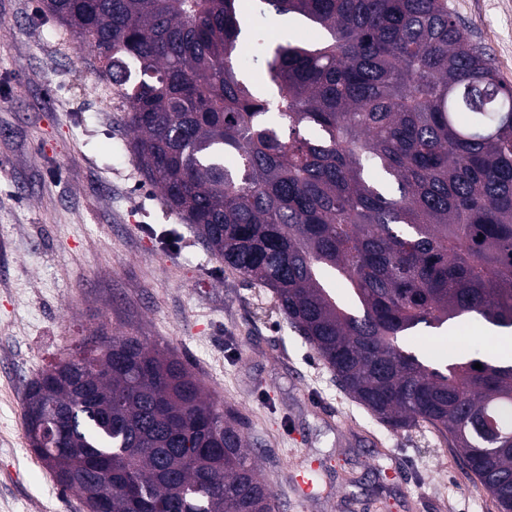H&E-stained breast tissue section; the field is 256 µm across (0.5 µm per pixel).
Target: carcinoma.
Masks as SVG:
<instances>
[{
    "instance_id": "1",
    "label": "carcinoma",
    "mask_w": 512,
    "mask_h": 512,
    "mask_svg": "<svg viewBox=\"0 0 512 512\" xmlns=\"http://www.w3.org/2000/svg\"><path fill=\"white\" fill-rule=\"evenodd\" d=\"M237 2L42 0L102 62L166 206L347 394L434 429L512 512V364L407 344L465 316L512 327V86L448 0H258L318 32L276 44ZM49 405L63 445L33 450L86 512L103 474L107 512H278L242 418L167 349L98 327L27 383L26 436Z\"/></svg>"
}]
</instances>
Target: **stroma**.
<instances>
[{
    "label": "stroma",
    "mask_w": 512,
    "mask_h": 512,
    "mask_svg": "<svg viewBox=\"0 0 512 512\" xmlns=\"http://www.w3.org/2000/svg\"><path fill=\"white\" fill-rule=\"evenodd\" d=\"M512 85V0H448ZM124 108L41 0H0V512H83L30 448L27 382L98 326L173 350L244 417L280 512H496L429 427L346 392L145 181Z\"/></svg>",
    "instance_id": "35a3bbf8"
}]
</instances>
